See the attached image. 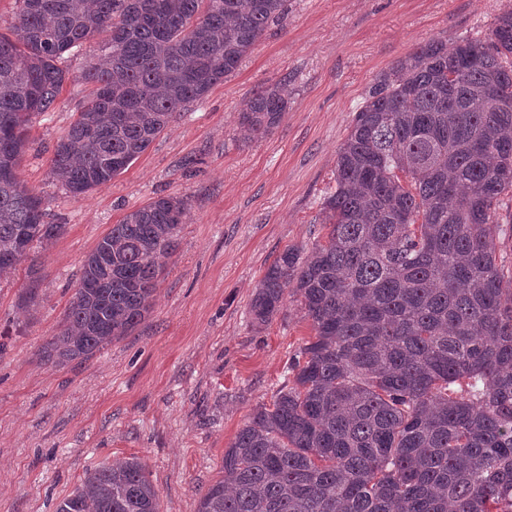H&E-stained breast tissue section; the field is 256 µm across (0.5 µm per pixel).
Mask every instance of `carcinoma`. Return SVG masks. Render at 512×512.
Instances as JSON below:
<instances>
[{
    "mask_svg": "<svg viewBox=\"0 0 512 512\" xmlns=\"http://www.w3.org/2000/svg\"><path fill=\"white\" fill-rule=\"evenodd\" d=\"M16 2L14 38L0 34V272H35L33 249L65 229L19 177L65 54L108 34L51 159L76 197L126 170L288 12V0ZM287 105L262 88L241 124L263 137ZM335 182L326 241L285 249L250 304L265 323L292 284L314 336L292 386L224 450L197 512H512V266L496 245L512 225L495 220L512 191V11L484 42L431 39L379 74ZM187 206L158 197L112 225L40 364L88 360L145 319ZM57 512H161L160 497L131 458L87 469Z\"/></svg>",
    "mask_w": 512,
    "mask_h": 512,
    "instance_id": "1",
    "label": "carcinoma"
}]
</instances>
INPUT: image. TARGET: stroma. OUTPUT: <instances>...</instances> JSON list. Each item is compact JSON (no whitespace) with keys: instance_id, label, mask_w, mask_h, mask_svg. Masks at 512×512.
<instances>
[{"instance_id":"35a3bbf8","label":"stroma","mask_w":512,"mask_h":512,"mask_svg":"<svg viewBox=\"0 0 512 512\" xmlns=\"http://www.w3.org/2000/svg\"><path fill=\"white\" fill-rule=\"evenodd\" d=\"M511 9L512 0H289L285 19L233 73L126 171L81 197L53 180L51 158L91 94L82 73L98 42L64 55L67 81L33 124L19 167L50 221L65 227L37 253L35 314L18 307L27 266L0 274V512H56L87 468L134 457L162 512H197L225 448L291 383L290 364L314 335L294 290L262 325L250 303L284 249L324 241L336 154L377 75L433 38L487 40ZM275 85L288 107L268 135L249 137L240 113ZM160 196L187 199L188 211L145 320L89 360L38 364L85 257Z\"/></svg>"}]
</instances>
